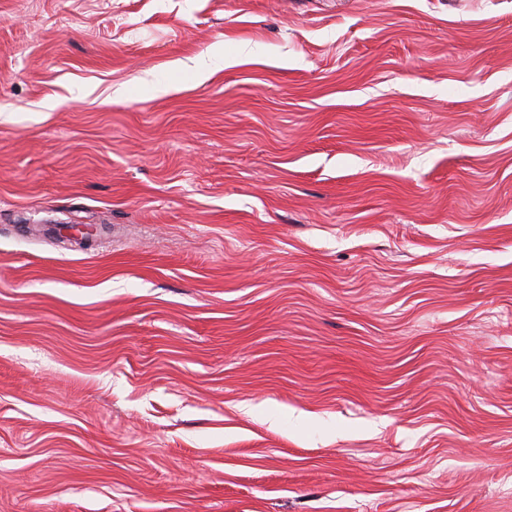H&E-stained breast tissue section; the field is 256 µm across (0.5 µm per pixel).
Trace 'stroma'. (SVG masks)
Listing matches in <instances>:
<instances>
[{"mask_svg": "<svg viewBox=\"0 0 512 512\" xmlns=\"http://www.w3.org/2000/svg\"><path fill=\"white\" fill-rule=\"evenodd\" d=\"M0 512H512V0H0Z\"/></svg>", "mask_w": 512, "mask_h": 512, "instance_id": "35a3bbf8", "label": "stroma"}]
</instances>
